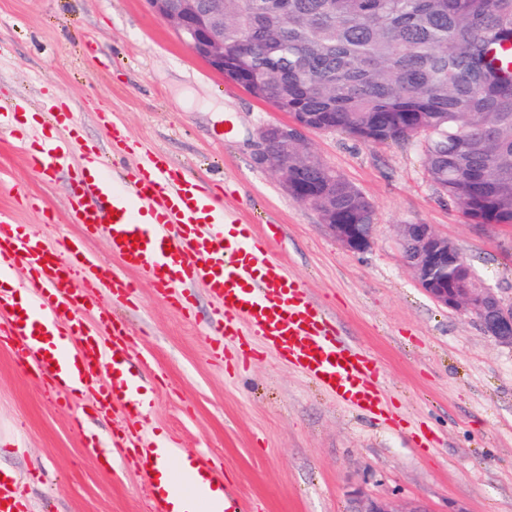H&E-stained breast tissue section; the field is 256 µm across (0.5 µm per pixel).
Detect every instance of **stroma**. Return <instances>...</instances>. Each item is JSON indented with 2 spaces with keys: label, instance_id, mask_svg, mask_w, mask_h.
Wrapping results in <instances>:
<instances>
[{
  "label": "stroma",
  "instance_id": "obj_1",
  "mask_svg": "<svg viewBox=\"0 0 512 512\" xmlns=\"http://www.w3.org/2000/svg\"><path fill=\"white\" fill-rule=\"evenodd\" d=\"M63 102L78 135L106 144L101 113L117 115L128 140L164 152L199 177L221 173L224 205L256 233L280 224L278 267L305 283L338 318L343 336L381 367L396 418L380 423L341 408L272 356L227 373L209 351L217 328L204 286L183 316L141 273L131 302L100 291L98 305L129 328L150 409L140 430L217 458L231 498L252 512H346L349 490L422 500L433 512H512V348L476 319L439 306L418 288L399 241L403 224H431L458 247L479 280L512 299V224L466 223L439 197L421 154L310 132L307 146L354 183L376 215L374 243L349 252L317 210L257 168L256 130L287 113L259 102L192 55L146 0H0V100ZM0 123V211L48 241L81 236L69 219L68 176L37 178ZM53 223H46L43 208ZM90 398L58 406L0 346V470L26 488L31 512H148L129 461L105 466L85 440L109 443L121 423L90 410Z\"/></svg>",
  "mask_w": 512,
  "mask_h": 512
}]
</instances>
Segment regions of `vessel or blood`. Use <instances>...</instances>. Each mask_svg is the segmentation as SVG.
Here are the masks:
<instances>
[{
  "mask_svg": "<svg viewBox=\"0 0 512 512\" xmlns=\"http://www.w3.org/2000/svg\"><path fill=\"white\" fill-rule=\"evenodd\" d=\"M29 107L18 101L0 108V120L19 126L20 147L29 148L37 177L69 175L75 185L72 218L86 233L102 234L122 271L106 266L82 241L51 245L0 212V341L15 348L25 371L41 378L57 402L69 403L99 374L108 382L97 402L113 419L139 416L147 403L141 379L129 364V330L108 321L97 290L109 283L129 296L138 270L183 314L194 308L193 285L215 301L212 320L225 340L252 334L264 349L351 410L385 418L377 388L379 368L360 345L340 336L330 313L301 280L277 268L266 242L224 206L214 193L161 151L137 149L111 115L103 122L116 150L111 166L100 164L99 146L83 154L93 172H75V114L65 105L28 123ZM134 167H126L128 155ZM30 296L20 304L16 295ZM113 447L134 449L140 482L153 512H231L223 466L215 459L185 455L174 443L143 441L135 430L114 436ZM24 487L0 479V512H26Z\"/></svg>",
  "mask_w": 512,
  "mask_h": 512,
  "instance_id": "obj_1",
  "label": "vessel or blood"
}]
</instances>
